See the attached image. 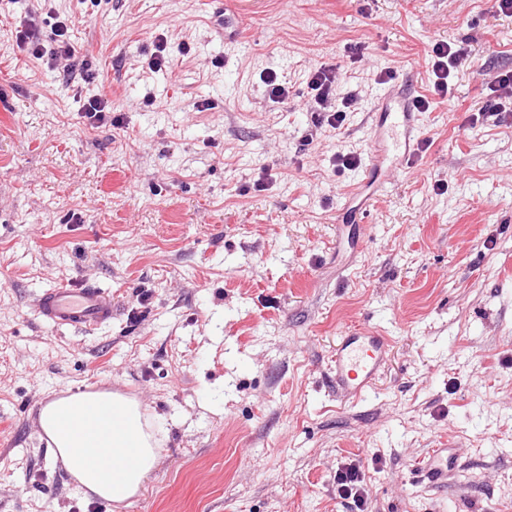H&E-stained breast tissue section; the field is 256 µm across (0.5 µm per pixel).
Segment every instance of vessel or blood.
<instances>
[{"instance_id":"1","label":"vessel or blood","mask_w":512,"mask_h":512,"mask_svg":"<svg viewBox=\"0 0 512 512\" xmlns=\"http://www.w3.org/2000/svg\"><path fill=\"white\" fill-rule=\"evenodd\" d=\"M418 127L410 96L388 92L377 108V119L368 139L367 164L356 188L364 193L382 163L402 167L414 154ZM38 315L56 328L90 333L111 320L112 301L103 289L60 282L43 289L35 299ZM389 339L374 328H354L339 336L331 357L329 377L337 395L347 403L358 402L375 386L388 361ZM453 458L446 448L432 449L425 468L415 478L439 483L447 479Z\"/></svg>"}]
</instances>
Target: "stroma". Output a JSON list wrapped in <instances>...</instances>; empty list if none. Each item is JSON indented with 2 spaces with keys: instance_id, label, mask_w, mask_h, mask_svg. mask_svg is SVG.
Returning a JSON list of instances; mask_svg holds the SVG:
<instances>
[{
  "instance_id": "stroma-1",
  "label": "stroma",
  "mask_w": 512,
  "mask_h": 512,
  "mask_svg": "<svg viewBox=\"0 0 512 512\" xmlns=\"http://www.w3.org/2000/svg\"><path fill=\"white\" fill-rule=\"evenodd\" d=\"M0 0V512H100L55 465L39 410L87 378L140 399L160 461L111 512H512V124L480 123L512 72L498 0H51L75 54L52 70ZM169 70L148 68L157 36ZM438 41L469 61L418 113L428 147L342 221L381 96L427 94ZM342 65L340 129L308 75ZM392 71L383 83L379 75ZM285 103L268 100V74ZM107 98L122 128L81 108ZM212 102L197 111L198 101ZM273 180L254 185L261 168ZM69 279L112 296L93 333L33 307ZM150 304L130 319L136 294ZM374 326L386 368L359 402L326 379L337 338ZM450 440L442 484L408 473ZM359 468L349 465L336 472V491L342 504L353 511H368V494Z\"/></svg>"
}]
</instances>
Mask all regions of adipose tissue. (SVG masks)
<instances>
[{"mask_svg":"<svg viewBox=\"0 0 512 512\" xmlns=\"http://www.w3.org/2000/svg\"><path fill=\"white\" fill-rule=\"evenodd\" d=\"M39 422L80 486L121 504L158 462L157 439L139 404L109 391L78 392L42 404Z\"/></svg>","mask_w":512,"mask_h":512,"instance_id":"ef3b65f1","label":"adipose tissue"}]
</instances>
